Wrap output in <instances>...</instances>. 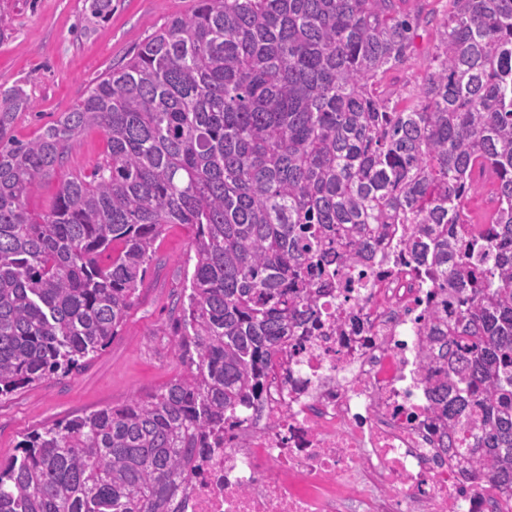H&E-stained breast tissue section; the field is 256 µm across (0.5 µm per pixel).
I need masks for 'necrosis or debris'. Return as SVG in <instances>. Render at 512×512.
<instances>
[{
  "instance_id": "necrosis-or-debris-1",
  "label": "necrosis or debris",
  "mask_w": 512,
  "mask_h": 512,
  "mask_svg": "<svg viewBox=\"0 0 512 512\" xmlns=\"http://www.w3.org/2000/svg\"><path fill=\"white\" fill-rule=\"evenodd\" d=\"M394 224L322 294L260 396L224 428L180 512H495L497 491L442 451L422 332L439 301Z\"/></svg>"
}]
</instances>
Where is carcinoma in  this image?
<instances>
[{"label":"carcinoma","mask_w":512,"mask_h":512,"mask_svg":"<svg viewBox=\"0 0 512 512\" xmlns=\"http://www.w3.org/2000/svg\"><path fill=\"white\" fill-rule=\"evenodd\" d=\"M409 0H196L29 140L0 93V397L79 370L134 306L168 224L195 228L178 357L146 398L28 433L0 464V512H179L196 460L257 397L311 319L331 255L411 224L455 304L424 331L427 395L451 448L512 489V0H446L415 94ZM91 22L112 0H84ZM99 128L107 153L64 174ZM60 177L54 201H26ZM497 207L479 221L480 181ZM107 253L106 265L99 257Z\"/></svg>","instance_id":"carcinoma-1"}]
</instances>
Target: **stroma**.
Instances as JSON below:
<instances>
[{"label": "stroma", "mask_w": 512, "mask_h": 512, "mask_svg": "<svg viewBox=\"0 0 512 512\" xmlns=\"http://www.w3.org/2000/svg\"><path fill=\"white\" fill-rule=\"evenodd\" d=\"M84 0H0V87L22 86L30 110L13 133L31 138L70 111L87 87L119 65L170 18L188 13L194 0H112L110 17L88 25ZM445 0H426L416 60L390 71L391 90L415 89L420 66L435 44ZM107 150L100 129L86 130L69 150L67 169L90 172ZM194 229L170 224L157 239L139 298L118 336L82 369L0 398V462L19 455L23 437L41 426L147 396L182 373L176 342L183 325L176 310L186 296Z\"/></svg>", "instance_id": "35a3bbf8"}]
</instances>
